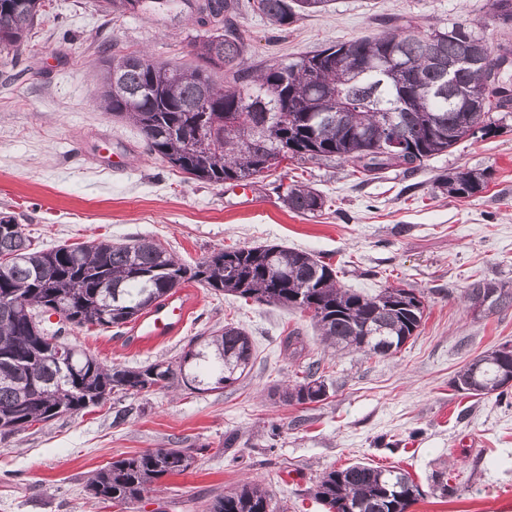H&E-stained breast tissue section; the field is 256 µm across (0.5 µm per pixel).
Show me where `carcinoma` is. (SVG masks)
I'll return each mask as SVG.
<instances>
[{
	"mask_svg": "<svg viewBox=\"0 0 512 512\" xmlns=\"http://www.w3.org/2000/svg\"><path fill=\"white\" fill-rule=\"evenodd\" d=\"M45 0H0V52L28 38ZM328 0H162L159 12L186 8L195 34L197 64L171 66L144 51L112 56L102 65L96 106L138 128L147 151L193 179L214 184H255L283 162L341 160L365 175L389 168L405 173L464 140L470 122L512 109V97L489 95L494 49L466 22L419 30L394 26L373 37L334 42L317 52L262 69L247 66L248 44L236 23L242 9L279 32ZM471 56L456 74L463 94L459 112L439 96L441 73L428 62ZM358 60L369 72L358 76L336 58ZM405 62L420 76L421 93H406L389 71ZM232 77L226 86L218 74ZM213 99L210 111L201 108ZM406 111L396 113L398 102ZM245 115L244 127L228 130L226 115ZM404 142L397 156L377 157V144L390 136ZM489 173L468 170L448 175L440 187L448 196L469 199L484 190ZM289 211L315 217L324 196L303 183L282 196ZM194 281L214 293L257 303L278 304L310 314L322 341L338 351L378 357L397 354L417 335L424 318L422 297L406 288H385L367 296L344 288L336 271L312 254L285 246L220 249L193 267L179 262L155 241L92 240L43 249L17 224L0 223V437L36 423L84 410L112 391L148 393L186 389L221 390L246 378L254 346L241 328L227 323L195 338L174 361L126 368L107 366L73 346L68 362L51 360L56 344L45 326L54 309L74 324L107 330L136 321L183 284ZM468 306L488 313L512 308V288L476 279L466 288ZM316 361L285 390L289 403L306 405L327 397ZM512 382V350L497 348L471 359L452 379L470 396H489ZM195 462L192 448H153L96 470L91 498L120 505L139 501L167 475L185 473ZM420 486L400 469L354 463L319 478L315 497L328 512H407ZM263 484L248 481L215 496L208 512H274Z\"/></svg>",
	"mask_w": 512,
	"mask_h": 512,
	"instance_id": "carcinoma-1",
	"label": "carcinoma"
}]
</instances>
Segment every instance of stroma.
Returning <instances> with one entry per match:
<instances>
[{"label": "stroma", "instance_id": "1", "mask_svg": "<svg viewBox=\"0 0 512 512\" xmlns=\"http://www.w3.org/2000/svg\"><path fill=\"white\" fill-rule=\"evenodd\" d=\"M93 2L51 0L29 44L0 62V218L44 249L147 236L188 265L228 246H288L331 264L340 285L357 292L415 289L425 318L393 357L339 352L307 314L189 282L187 320L166 339L68 326L65 337L108 366L176 359L194 336L227 322L249 334L256 359L244 381L220 391L119 393L0 440V512H205L215 494L246 481L264 483L286 512H325L312 494L317 479L354 462L408 472L426 490L409 512H512V388L479 399L450 385L472 358L512 343V310L476 316L464 300L477 278L512 285V111L491 113L487 135L411 174L391 168L368 178L340 160L289 166L328 203L320 216L302 217L284 206L273 179L251 185L247 199L233 184L190 179L148 154L137 128L96 107L107 55L146 48L188 65L194 54L183 15L104 12ZM489 8L488 0H329L284 33L250 13L239 24L258 68L379 33L391 18L424 27L464 21L490 45L512 42V24L488 23ZM467 169L490 172L483 192L443 193L438 178ZM292 332L300 349L288 346ZM312 360L326 399L284 402L282 389ZM122 411L126 420L116 422ZM151 448L199 454L129 510L90 497L91 473ZM441 470L445 498L427 490Z\"/></svg>", "mask_w": 512, "mask_h": 512}]
</instances>
